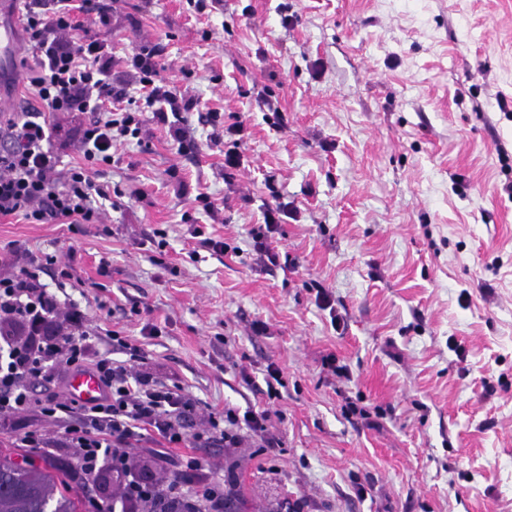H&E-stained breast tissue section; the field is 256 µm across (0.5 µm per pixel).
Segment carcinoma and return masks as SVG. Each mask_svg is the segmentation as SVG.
<instances>
[{
    "instance_id": "1",
    "label": "carcinoma",
    "mask_w": 512,
    "mask_h": 512,
    "mask_svg": "<svg viewBox=\"0 0 512 512\" xmlns=\"http://www.w3.org/2000/svg\"><path fill=\"white\" fill-rule=\"evenodd\" d=\"M0 512H82L79 497L53 464L16 466L0 448Z\"/></svg>"
}]
</instances>
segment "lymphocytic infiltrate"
Segmentation results:
<instances>
[{
	"mask_svg": "<svg viewBox=\"0 0 512 512\" xmlns=\"http://www.w3.org/2000/svg\"><path fill=\"white\" fill-rule=\"evenodd\" d=\"M111 9L110 0H25L26 32L37 56L36 70L26 78L34 103L26 119L0 122V217L21 213L37 224L95 219L91 198L98 187L88 164H111L114 142L140 132L139 120L119 106L123 94L112 86L109 45L78 33L76 13L103 21ZM130 62L149 100L169 106L156 111L158 122L168 123L169 112L194 107V100L161 77L154 52L139 50ZM48 112L91 115L83 131L86 162L69 169L61 183L53 177L58 158L49 146ZM24 259L27 269L0 278V420L36 409L66 422L64 443L75 454L71 468L88 483L95 482L100 463L126 468L135 425L181 443L180 421L194 413V399L148 376H132L127 364L96 350L97 327L77 304L61 300L42 283L40 258ZM76 369L99 374L107 390L100 403L59 397L58 387ZM183 472L155 482L136 478L126 495L146 512H222L223 483L197 490L185 483Z\"/></svg>",
	"mask_w": 512,
	"mask_h": 512,
	"instance_id": "1",
	"label": "lymphocytic infiltrate"
}]
</instances>
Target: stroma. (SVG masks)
Listing matches in <instances>:
<instances>
[{
  "label": "stroma",
  "mask_w": 512,
  "mask_h": 512,
  "mask_svg": "<svg viewBox=\"0 0 512 512\" xmlns=\"http://www.w3.org/2000/svg\"><path fill=\"white\" fill-rule=\"evenodd\" d=\"M205 4L77 14L141 131L91 167L95 223L2 216L0 248L55 256L70 300L118 333L101 348L140 349L133 373L197 400L184 442L145 431L132 463L196 457L197 486L235 464L245 512H512V0ZM142 48L199 100L184 141L128 64ZM86 120L51 116L60 172L83 163ZM279 203L293 215L271 234ZM229 408L268 411L273 447L242 422L239 447L197 446ZM19 425L53 453L8 427L1 447L65 467L63 424Z\"/></svg>",
  "instance_id": "obj_1"
}]
</instances>
